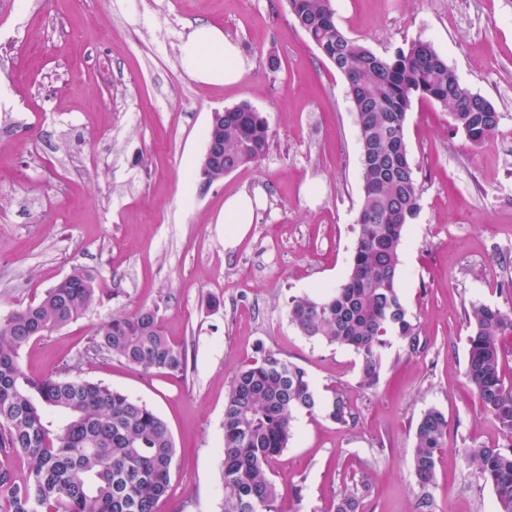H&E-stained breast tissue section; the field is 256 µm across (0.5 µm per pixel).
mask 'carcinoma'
I'll return each mask as SVG.
<instances>
[{
    "label": "carcinoma",
    "instance_id": "1",
    "mask_svg": "<svg viewBox=\"0 0 512 512\" xmlns=\"http://www.w3.org/2000/svg\"><path fill=\"white\" fill-rule=\"evenodd\" d=\"M298 26L348 83L360 144L362 200L359 234L345 281L324 296H299L289 319L309 339L353 351L360 386H377L392 342L420 349L417 325L400 295V249L406 225L421 209V187L405 144L414 100L439 104L453 130L479 146L496 134L500 113L463 85L428 42L414 41L378 55L335 22L331 0H285ZM271 133L244 103L224 109V171L261 161ZM97 299L94 278L73 272L40 301L0 317V512H156L167 494L176 448L166 422L147 405L99 382L71 376L76 364L28 375L21 351L30 342L82 317ZM472 329L466 384L503 433L512 436V387L502 376V339L512 334V310L472 300L464 307ZM91 350L144 372L182 374L185 348L163 333L158 309L115 312L96 328ZM320 412L346 426L354 421L338 394L323 397L307 372L262 347L233 375L224 405V512H275L269 473L293 436L300 414ZM448 435L438 408L415 426L413 472L424 489L418 512H432L427 489ZM22 456L18 479L10 459ZM490 486L496 512H512V447L478 446L464 453Z\"/></svg>",
    "mask_w": 512,
    "mask_h": 512
}]
</instances>
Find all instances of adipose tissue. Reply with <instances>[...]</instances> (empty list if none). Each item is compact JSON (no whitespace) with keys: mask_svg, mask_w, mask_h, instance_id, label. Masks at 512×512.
I'll return each instance as SVG.
<instances>
[{"mask_svg":"<svg viewBox=\"0 0 512 512\" xmlns=\"http://www.w3.org/2000/svg\"><path fill=\"white\" fill-rule=\"evenodd\" d=\"M181 58L188 73L204 84L233 85L243 74L237 43L208 24L192 30L181 45Z\"/></svg>","mask_w":512,"mask_h":512,"instance_id":"1","label":"adipose tissue"}]
</instances>
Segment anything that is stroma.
Listing matches in <instances>:
<instances>
[{
	"label": "stroma",
	"instance_id": "35a3bbf8",
	"mask_svg": "<svg viewBox=\"0 0 512 512\" xmlns=\"http://www.w3.org/2000/svg\"><path fill=\"white\" fill-rule=\"evenodd\" d=\"M333 9L376 54L430 43L501 115L498 132L474 146L451 133L438 104H412L404 140L422 198L403 237L400 292L421 347L393 344L372 389L359 385L356 354L302 336L288 318L291 298L346 278L362 182L347 82L282 0H0V316L73 268L95 275L98 301L31 342L22 363L36 376L78 364L80 378L168 423L177 453L157 512H222L224 404L260 347L355 416L349 426L297 417L270 465L278 512H333L348 491L360 512H418L414 428L431 407L448 417L433 512H493L494 493L464 451L512 438L465 383L463 307L512 309L501 288L512 280V0H333ZM200 23L238 43L239 83L202 84L184 69L180 46ZM243 102L267 120L269 152L202 187L211 114ZM242 191L262 206L239 236L224 202ZM144 306L184 346V374L88 354L101 323Z\"/></svg>",
	"mask_w": 512,
	"mask_h": 512
}]
</instances>
